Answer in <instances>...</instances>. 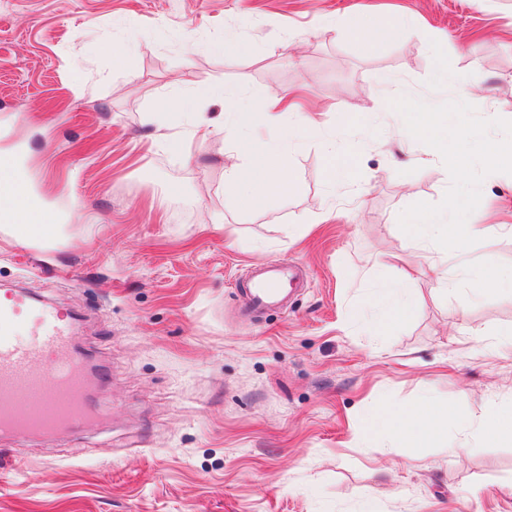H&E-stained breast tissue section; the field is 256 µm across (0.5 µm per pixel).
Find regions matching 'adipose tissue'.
<instances>
[{
    "instance_id": "1",
    "label": "adipose tissue",
    "mask_w": 512,
    "mask_h": 512,
    "mask_svg": "<svg viewBox=\"0 0 512 512\" xmlns=\"http://www.w3.org/2000/svg\"><path fill=\"white\" fill-rule=\"evenodd\" d=\"M217 97L223 98L226 111L236 113L249 111L253 102H261L266 120L272 123L278 122L283 113L282 96L260 90L243 97L224 89L202 86L190 96L172 98L171 103L181 110L188 125L200 128L208 124L203 107ZM237 138L241 160L230 166L224 178L235 188L238 205L249 208L269 196L288 194L293 181L286 171V151L281 139L261 140L245 128L238 132ZM60 232V225L54 224L51 215L33 217L22 205L17 207L13 223L0 225L1 234L27 243L48 244ZM462 417V411L451 412L424 400L377 415L372 427L377 431L392 432L403 448H429L435 443L447 442L449 454L457 458L466 454L468 448L463 442L448 440V423Z\"/></svg>"
}]
</instances>
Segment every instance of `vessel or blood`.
<instances>
[{
  "mask_svg": "<svg viewBox=\"0 0 512 512\" xmlns=\"http://www.w3.org/2000/svg\"><path fill=\"white\" fill-rule=\"evenodd\" d=\"M0 178L14 188L0 196V223H12L19 204L44 211L20 153L0 154ZM291 274L284 261L261 267L245 293L246 311L274 307ZM76 343V326L66 311L18 290L0 293V434L24 438L94 422L91 373Z\"/></svg>",
  "mask_w": 512,
  "mask_h": 512,
  "instance_id": "b4317fda",
  "label": "vessel or blood"
}]
</instances>
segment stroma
<instances>
[{
    "label": "stroma",
    "instance_id": "35a3bbf8",
    "mask_svg": "<svg viewBox=\"0 0 512 512\" xmlns=\"http://www.w3.org/2000/svg\"><path fill=\"white\" fill-rule=\"evenodd\" d=\"M411 20L389 40L355 18ZM245 41L246 52H228ZM512 120V0H0V154L67 227L51 245L0 236V289L74 315L79 349L108 370L100 425L0 434V512H512V443L483 419L512 410V350L471 342L512 326V292L473 298L428 270L434 245L398 225L451 184L395 95L460 99ZM210 85L293 94L314 133L287 147L288 196L237 207L223 133L190 134L167 96ZM365 139L355 179L329 188L323 141ZM469 262L512 266V175H488ZM288 261L274 311L242 310L252 272ZM415 304L386 326L370 304L400 271ZM462 407L463 461L371 431L388 407ZM481 485L479 501L466 489Z\"/></svg>",
    "mask_w": 512,
    "mask_h": 512
}]
</instances>
